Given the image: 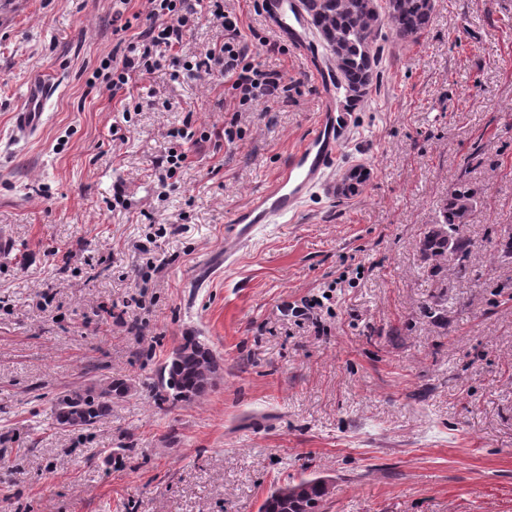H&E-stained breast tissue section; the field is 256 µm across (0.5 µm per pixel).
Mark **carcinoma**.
I'll return each mask as SVG.
<instances>
[{
  "label": "carcinoma",
  "mask_w": 512,
  "mask_h": 512,
  "mask_svg": "<svg viewBox=\"0 0 512 512\" xmlns=\"http://www.w3.org/2000/svg\"><path fill=\"white\" fill-rule=\"evenodd\" d=\"M389 24L403 41H415L427 27L433 13V0H387ZM302 10L321 33L324 45L334 55L340 74L337 88L346 96L371 85L376 64L375 41L379 28L374 26L381 14L377 0H301ZM477 193L465 179L448 186L439 208V219L430 225L420 240L423 260L432 277L453 266L465 269L472 243L464 227L477 207ZM198 333L182 337L158 372L155 396L160 404L175 407L190 403L210 388L208 377L216 370L217 360L211 345L201 343ZM131 385L111 380L84 393L74 392L65 407L56 413L59 423L74 429L112 413V401L128 394ZM332 494V488L317 478H300L270 491L259 512H317Z\"/></svg>",
  "instance_id": "carcinoma-1"
}]
</instances>
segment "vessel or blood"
Here are the masks:
<instances>
[{
    "instance_id": "b4317fda",
    "label": "vessel or blood",
    "mask_w": 512,
    "mask_h": 512,
    "mask_svg": "<svg viewBox=\"0 0 512 512\" xmlns=\"http://www.w3.org/2000/svg\"><path fill=\"white\" fill-rule=\"evenodd\" d=\"M269 12L280 33L303 37V18L291 0H271ZM51 91L45 81L29 91L14 114L17 134L26 136L39 129ZM343 133L340 118L332 111L322 112L311 133L284 157L278 176L247 206L232 212L224 233L225 266L236 264L268 225L287 223L323 185L334 166Z\"/></svg>"
}]
</instances>
